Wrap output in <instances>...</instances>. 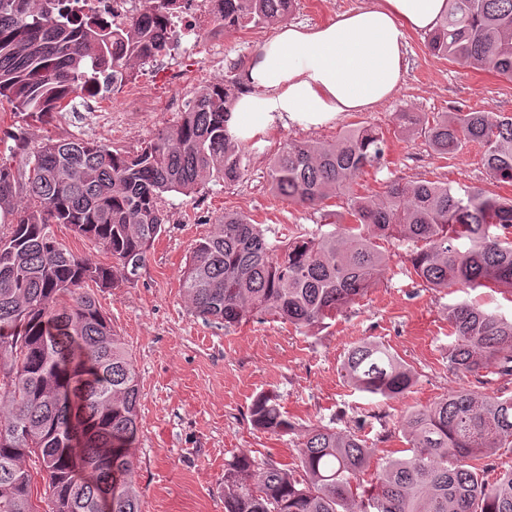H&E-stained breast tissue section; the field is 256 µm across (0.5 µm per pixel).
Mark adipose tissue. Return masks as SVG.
I'll list each match as a JSON object with an SVG mask.
<instances>
[{
  "instance_id": "adipose-tissue-1",
  "label": "adipose tissue",
  "mask_w": 512,
  "mask_h": 512,
  "mask_svg": "<svg viewBox=\"0 0 512 512\" xmlns=\"http://www.w3.org/2000/svg\"><path fill=\"white\" fill-rule=\"evenodd\" d=\"M447 11L448 0H368L321 25L279 26L239 73L232 131L249 141L375 108L399 89L408 33L435 28Z\"/></svg>"
}]
</instances>
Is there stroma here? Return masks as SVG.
I'll return each mask as SVG.
<instances>
[{
  "label": "stroma",
  "instance_id": "35a3bbf8",
  "mask_svg": "<svg viewBox=\"0 0 512 512\" xmlns=\"http://www.w3.org/2000/svg\"><path fill=\"white\" fill-rule=\"evenodd\" d=\"M365 0H296L287 20L317 25L358 8ZM275 26L225 32L220 48L201 41L189 52L216 84L239 93V72ZM424 32L407 38V67L390 100L367 112H349L318 128L277 127L249 144L243 177L232 184L208 182L185 196L166 194V230L148 250L135 276L96 297L132 355L141 385L139 435L131 448L132 480L140 491V512H224V470L242 452L281 464L295 460L293 448L311 423L334 422L337 430L357 431L376 451L371 469L406 446L402 417L461 387L491 395H512V377L487 367L476 374L448 368L452 343L448 307L468 302L512 315V293L494 288L426 287L407 260V247L386 244L388 263L367 295L307 331L268 316L223 329L196 318L181 286L195 242L211 234L225 212L242 213L284 237L315 231L321 210L345 211V199L331 198L323 209L276 197L268 182L272 158L290 140H336L365 124L387 139L385 163L367 170L353 187L359 195L381 191L386 182L437 181L456 189L479 188L512 197V186L487 173L483 150L472 144L457 155L434 152L423 138L395 135L398 112H467L512 115V82L434 55ZM100 111L74 98L48 121L0 112V156L13 142L9 132L23 128L30 147L46 140L79 138L133 153L173 124L199 90L156 82L137 100L122 89L101 84ZM371 339L390 346L415 372L412 389L386 399L360 393L341 376L347 349ZM263 392L279 395L294 431L277 436L255 428L250 408Z\"/></svg>",
  "mask_w": 512,
  "mask_h": 512
}]
</instances>
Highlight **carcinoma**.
<instances>
[{
    "mask_svg": "<svg viewBox=\"0 0 512 512\" xmlns=\"http://www.w3.org/2000/svg\"><path fill=\"white\" fill-rule=\"evenodd\" d=\"M58 0H0V105L42 120L98 75L116 79L168 42L145 29H112L95 17L56 18ZM430 34L436 55L512 81V0H448ZM294 0H224L222 27L243 30L283 20ZM227 86L197 92L180 121L135 154L81 139L28 150L26 132L8 134L0 158V512H40L32 471L52 512H140L130 447L141 399L132 356L95 295L141 267L165 231L163 194H189L243 175L246 144L231 132ZM395 133L420 134L442 155L469 144L512 184V115L396 113ZM384 133L346 130L333 142L292 141L269 166L276 197L311 207L336 197L346 214L332 231L278 240L238 213L191 249L182 288L191 312L229 328L269 315L313 329L365 296L386 265L380 242L411 243L408 261L429 288L512 289V198L432 181L386 183L353 195L357 179L380 168ZM26 153L14 169L17 154ZM24 194L31 205L18 210ZM349 223H344V220ZM65 224L112 257L97 264L67 250ZM454 342L448 367L476 373L497 362L512 376V318L466 302L448 307ZM343 377L382 398L407 392L415 372L374 341L352 345ZM254 427L286 435L293 424L278 395L252 403ZM407 458H389L369 486L362 474L375 449L354 432L310 425L295 467L241 453L224 470V512H512V469L487 482L467 463L512 447V396L459 388L410 411L402 423Z\"/></svg>",
    "mask_w": 512,
    "mask_h": 512,
    "instance_id": "cac0c4a2",
    "label": "carcinoma"
}]
</instances>
